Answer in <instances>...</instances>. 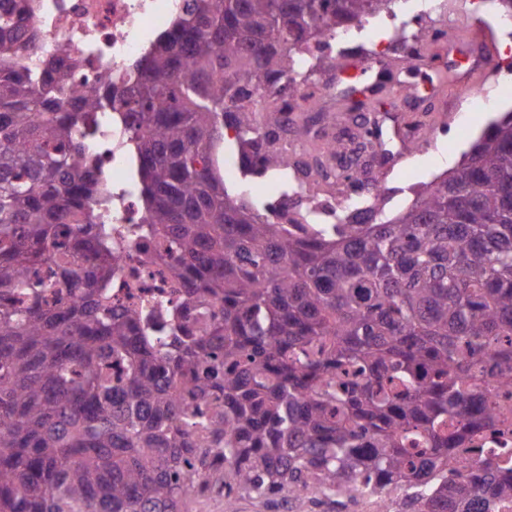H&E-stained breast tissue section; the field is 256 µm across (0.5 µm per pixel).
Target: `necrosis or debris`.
Wrapping results in <instances>:
<instances>
[{"instance_id": "4bbe7bcc", "label": "necrosis or debris", "mask_w": 512, "mask_h": 512, "mask_svg": "<svg viewBox=\"0 0 512 512\" xmlns=\"http://www.w3.org/2000/svg\"><path fill=\"white\" fill-rule=\"evenodd\" d=\"M190 0H33L31 22L37 32L34 52L13 58L25 68L39 56L57 55L67 48L79 62L66 81L75 93L120 82L134 62L145 56L160 34L183 16ZM91 139L99 161V179L112 196V208L101 223L112 228V308L136 307L149 323L176 326L182 288L159 258L158 247L143 222L141 184L136 174L131 131L122 110L94 115ZM489 404L508 419L492 435L474 437L459 453L460 473H470L480 461V449H512V383L482 384Z\"/></svg>"}]
</instances>
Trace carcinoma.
<instances>
[{
  "mask_svg": "<svg viewBox=\"0 0 512 512\" xmlns=\"http://www.w3.org/2000/svg\"><path fill=\"white\" fill-rule=\"evenodd\" d=\"M391 2L192 0L128 82L74 98L64 51L35 71L5 64L36 34L13 17L29 0L0 11V512H192L219 485L343 512L365 474L373 493L401 487L408 512L512 500L507 461L457 469L497 421L477 383L512 380V115L392 219L314 224L297 209L281 224L230 197L218 166L231 131L246 176L342 178L341 141L301 158L281 143L293 55ZM117 103L144 221L182 286L170 338L105 304L112 241L95 210L111 200L89 128ZM369 121L356 149L371 155ZM326 125L306 115L294 137Z\"/></svg>",
  "mask_w": 512,
  "mask_h": 512,
  "instance_id": "1",
  "label": "carcinoma"
}]
</instances>
